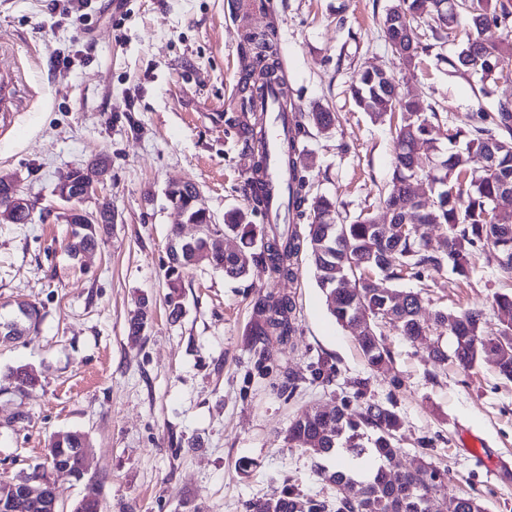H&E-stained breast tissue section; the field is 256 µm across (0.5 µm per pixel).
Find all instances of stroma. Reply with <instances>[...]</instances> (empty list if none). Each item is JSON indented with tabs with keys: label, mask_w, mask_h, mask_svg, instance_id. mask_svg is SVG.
Wrapping results in <instances>:
<instances>
[{
	"label": "stroma",
	"mask_w": 512,
	"mask_h": 512,
	"mask_svg": "<svg viewBox=\"0 0 512 512\" xmlns=\"http://www.w3.org/2000/svg\"><path fill=\"white\" fill-rule=\"evenodd\" d=\"M246 2L128 0L119 10L87 0L81 23L67 0H0V76L17 94L0 123V175L17 176L33 206L31 223L0 220V322L15 320L21 302L41 313L19 339L0 342V479L45 463L54 435L79 430L92 452L82 479L52 473L58 512L91 487L102 512H242L245 501L291 490L327 501L318 454L289 442L288 428L302 410L371 400L393 403L403 420L399 469L427 460L448 470V493L512 512V476H487L468 445L480 437L512 473V382L488 361L435 370L427 349L439 309L483 310L487 331L496 329L492 296L507 282L490 250H474L466 280L444 268L389 282L421 291L424 334L383 326L393 358L385 375L330 315L303 255L290 279L260 263L236 281L205 264L183 270L182 313L171 317V231L188 240L196 227L182 223L166 189L195 184L216 224L247 205L254 157L228 125L253 64L247 34L275 27L294 112L337 113L328 131L308 127L297 162L311 195L336 198L348 220L385 215L379 198L393 170L389 124L356 106L354 73L383 66L402 94L459 122L512 101V73L481 100L467 79L449 75L450 41L406 71L380 27L392 0ZM98 157L118 220L101 225L98 246L75 260L55 188ZM281 298L294 305V331L270 337L263 358L256 304ZM143 302L146 327L129 335ZM20 365L38 379L22 395L10 377Z\"/></svg>",
	"instance_id": "1"
}]
</instances>
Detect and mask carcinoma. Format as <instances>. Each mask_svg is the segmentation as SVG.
I'll return each instance as SVG.
<instances>
[{
	"instance_id": "1",
	"label": "carcinoma",
	"mask_w": 512,
	"mask_h": 512,
	"mask_svg": "<svg viewBox=\"0 0 512 512\" xmlns=\"http://www.w3.org/2000/svg\"><path fill=\"white\" fill-rule=\"evenodd\" d=\"M395 7L401 10L400 18L409 28L418 27L421 18L427 16L437 23L432 31L433 39L440 41L454 31L458 17L464 15L469 21V34L459 50L443 58L453 72L471 80L479 94H491L490 85L503 75L499 62L512 61V45L487 42L482 39L485 29L508 21L512 12L502 6L492 7L491 0H468L465 8L456 9L450 0H396ZM253 54L255 67L242 81L243 99L253 103L265 97L269 89L276 88L275 105L280 116L292 126V135L280 150L281 164L290 175L288 211L296 218H308L306 234L301 236L293 229L282 230L276 224L256 234L252 216L263 212L267 206L266 157L260 156L254 167L253 181L248 183L251 208L232 209L224 213V235H234L245 241L237 250V256H224L212 251L209 234L211 216L196 208L194 199L198 194L191 183L176 184L166 192L167 200L177 207L190 224L204 226L202 234L185 243L186 253L181 255L182 264L166 270L167 302L172 306L171 314L181 311V273L190 266L194 253L211 252L209 265L224 272L232 279L245 277L256 259H261L270 274L278 278L294 276V261L304 252L314 268L316 282L333 297L328 304L330 314L341 326L368 318L372 334L356 338L364 360L371 370L386 374L391 370V352L382 335L377 333L375 320L383 316L391 302L389 298L368 285L366 272L376 271L386 279H399L405 274L420 275L427 268L448 267L457 276L467 279L471 273L468 259L470 248L477 244L487 245L494 251L501 276L512 279V260L500 261L507 251H512V219H500L495 215L496 201L504 188L512 189V103H498L493 127L482 122L465 126L443 123L440 112L435 108L424 112L412 99L398 96L397 103L391 102L395 86L388 74H378L368 69L358 72L351 80L350 92L358 106L374 120H382L394 112L401 114L400 123L395 127L393 137L394 162L391 181L382 196L386 205L402 201L405 179L423 173L418 158L413 155V134H422V128L429 125L435 129L446 127L448 148L440 154L452 171L447 192L437 194L433 199L418 200L406 211L399 214L407 224L448 226V249L435 252L428 248L425 233L410 232L397 239L392 245L394 253L383 254L381 233L372 224V217L361 213L347 223L341 217L337 201L333 197L309 198V180L303 171L296 168L291 152L298 150V135L305 129L302 117L287 112L289 98L288 83L283 75L278 55L277 33L269 29L261 34L246 36ZM432 45L414 42L413 54L403 56L393 47L392 53L400 56L405 68L413 71L418 67L420 55L428 52ZM337 115L326 109L308 113V123L320 131H326L336 124ZM258 118H249L245 112L234 119L239 139L244 148H250L257 133ZM465 149L457 150L459 142ZM497 150L496 169L488 172L482 169L480 159L490 145ZM0 216L12 224L29 223L28 215L16 212L5 197L0 196ZM62 217L70 227L67 250L74 259L92 250L97 244V225L83 223L82 217L64 212ZM264 240L260 253L253 252L257 239ZM347 274L354 279L355 287L345 294H336L333 282ZM412 299L408 306L395 309L396 323L393 328L407 338L421 335L418 320L421 296L417 292L407 293ZM493 308L499 328L512 326V292H496ZM263 316L258 327L256 342L264 343L272 335L282 339L294 331L293 304L288 299L273 303L261 301L257 305ZM480 310H469L458 316L453 329L452 348L441 343L428 346L429 357L436 369H443L453 361L465 369L479 364L486 351L496 348L495 337L485 334ZM15 389L25 391L36 383V378L25 367L12 371ZM402 422L398 414L380 403L370 402L359 411L349 412L345 406L328 409H306L295 416L288 429V440L299 446L315 443L321 448V455L329 458L339 451L353 456L358 463L367 457H374L379 464L374 469L363 466L358 471L347 473L319 465L322 480L336 487L341 483L350 486L347 496L335 495L331 504L324 501L304 499L290 491L276 500H249L244 512H326L332 507L335 512H429L428 499L444 488L443 482L427 481L428 472L437 468L422 462L411 470L392 474L396 467V456ZM88 444L85 434L68 431L57 435L48 444L47 456L61 459L69 464L75 479L83 478L80 458L70 454L71 448H82ZM446 512H485L482 503L470 496L451 495L446 497ZM73 512H99V500L95 490L90 489L75 505Z\"/></svg>"
}]
</instances>
